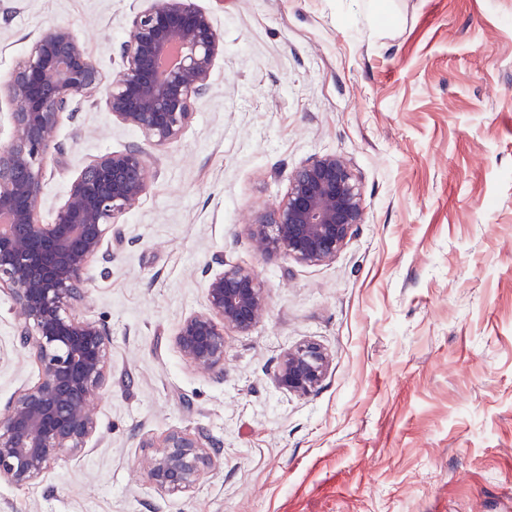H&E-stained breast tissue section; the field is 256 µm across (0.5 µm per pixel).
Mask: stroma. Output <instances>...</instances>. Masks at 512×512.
Segmentation results:
<instances>
[{"mask_svg": "<svg viewBox=\"0 0 512 512\" xmlns=\"http://www.w3.org/2000/svg\"><path fill=\"white\" fill-rule=\"evenodd\" d=\"M224 39L182 135L144 144L103 94L59 116L39 217L99 156L144 144L150 172L92 261L75 313L106 324L112 378L98 431L0 512H512V0H194ZM149 0H0V84L51 25L104 84ZM350 164L367 217L332 262L256 252L249 226L320 154ZM223 264H215L216 255ZM267 297L226 330L224 370L175 344L220 267ZM0 291V410L41 366L13 343ZM330 356L307 396L276 382L288 348ZM202 433L197 487L148 482L149 446Z\"/></svg>", "mask_w": 512, "mask_h": 512, "instance_id": "obj_1", "label": "stroma"}]
</instances>
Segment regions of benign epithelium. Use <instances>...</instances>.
<instances>
[{"label": "benign epithelium", "mask_w": 512, "mask_h": 512, "mask_svg": "<svg viewBox=\"0 0 512 512\" xmlns=\"http://www.w3.org/2000/svg\"><path fill=\"white\" fill-rule=\"evenodd\" d=\"M223 41L210 15L193 0H152L137 14L121 46L122 69L101 86L99 67L66 26L44 30L13 69L6 87L11 138L0 147V289L13 304L15 340L34 350L41 377L0 411V483L34 484L64 452H80L97 432L93 410L110 374L111 331L73 313L85 294V272L107 258V235L146 193L145 154L132 146L100 156L71 181L52 219H38L44 170L57 150L58 119L72 103L104 88L112 117L162 145L181 136L194 103L209 90ZM366 205L348 162L324 154L291 176L284 201L250 225L254 249L282 253L303 265L333 261L365 222ZM207 312L180 324L175 341L200 369L224 370V329L250 331L266 313L255 273L231 267L207 286ZM329 367L325 349L298 344L284 354L280 386L307 395ZM214 464L196 435L173 430L148 456L150 484L187 491Z\"/></svg>", "instance_id": "7a95c632"}]
</instances>
